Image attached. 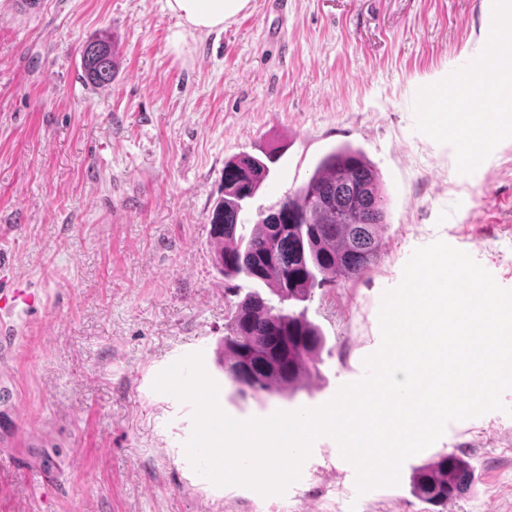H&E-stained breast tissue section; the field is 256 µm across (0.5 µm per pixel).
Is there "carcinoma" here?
I'll return each mask as SVG.
<instances>
[{"label": "carcinoma", "mask_w": 512, "mask_h": 512, "mask_svg": "<svg viewBox=\"0 0 512 512\" xmlns=\"http://www.w3.org/2000/svg\"><path fill=\"white\" fill-rule=\"evenodd\" d=\"M114 49L107 35L82 51L85 82L112 83ZM279 149L242 154L224 165L223 195L209 215L213 262L227 280L242 278L266 287L231 303L220 365L247 399L294 396L319 372L326 337L298 304L314 290L360 277L379 257L387 198L364 153L348 144L326 153L293 194L261 213L249 237L237 234L239 216L269 177ZM474 482L463 454L443 453L412 469L409 493L437 512L462 497Z\"/></svg>", "instance_id": "cac0c4a2"}]
</instances>
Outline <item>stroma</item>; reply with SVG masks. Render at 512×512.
<instances>
[{
  "label": "stroma",
  "mask_w": 512,
  "mask_h": 512,
  "mask_svg": "<svg viewBox=\"0 0 512 512\" xmlns=\"http://www.w3.org/2000/svg\"><path fill=\"white\" fill-rule=\"evenodd\" d=\"M278 23L283 41L267 39ZM512 27V0H250L223 32L185 34L165 0H0V289L34 304L0 312V512H423L406 480L446 452L469 457L472 489L451 512H512V389L503 409L464 419L409 457L393 486L359 492L337 441L318 437L298 484L263 495L215 485L185 449L191 402L158 374L201 354L219 405L240 420L320 407L361 379L382 342L386 291L416 248L441 240L512 290V112L473 169L422 113L465 81L485 39ZM108 34L110 86H85L81 47ZM361 149L388 197L380 256L319 288L309 320L327 338L314 388L293 400L234 398L216 363L231 299L213 266L209 214L224 164L283 155L240 216L295 191L336 146Z\"/></svg>",
  "instance_id": "obj_1"
}]
</instances>
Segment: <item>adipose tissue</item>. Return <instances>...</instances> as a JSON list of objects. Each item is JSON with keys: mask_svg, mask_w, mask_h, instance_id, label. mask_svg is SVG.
Returning a JSON list of instances; mask_svg holds the SVG:
<instances>
[{"mask_svg": "<svg viewBox=\"0 0 512 512\" xmlns=\"http://www.w3.org/2000/svg\"><path fill=\"white\" fill-rule=\"evenodd\" d=\"M249 0H166L169 12L178 20L179 29L171 39L173 51H180L183 29L201 33L223 30L225 22L236 16ZM485 66L495 75L499 87L494 97L499 110H512V42L490 40L485 51Z\"/></svg>", "mask_w": 512, "mask_h": 512, "instance_id": "1", "label": "adipose tissue"}]
</instances>
